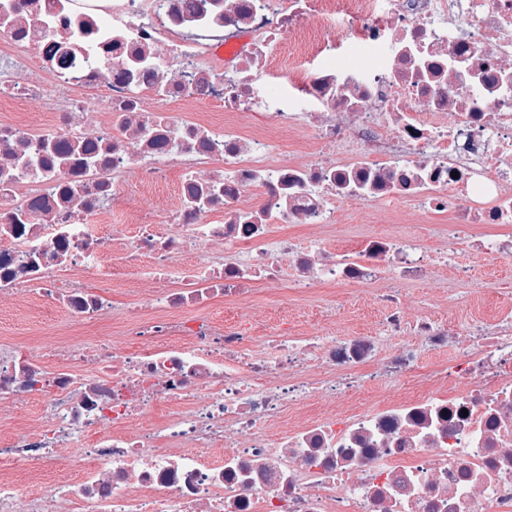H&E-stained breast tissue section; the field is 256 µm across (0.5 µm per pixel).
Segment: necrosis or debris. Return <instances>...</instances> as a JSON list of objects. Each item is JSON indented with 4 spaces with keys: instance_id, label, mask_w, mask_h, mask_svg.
Returning a JSON list of instances; mask_svg holds the SVG:
<instances>
[{
    "instance_id": "obj_1",
    "label": "necrosis or debris",
    "mask_w": 512,
    "mask_h": 512,
    "mask_svg": "<svg viewBox=\"0 0 512 512\" xmlns=\"http://www.w3.org/2000/svg\"><path fill=\"white\" fill-rule=\"evenodd\" d=\"M285 52L308 71L279 91ZM29 100L53 121L0 120V302L99 339L0 347V465L29 476L0 479V512H512V312L408 314L437 252L334 233L344 204L402 201L450 252L512 258V0H0V103ZM130 174L164 208L116 224ZM119 272L133 297L85 284ZM371 287L358 334L207 314Z\"/></svg>"
}]
</instances>
